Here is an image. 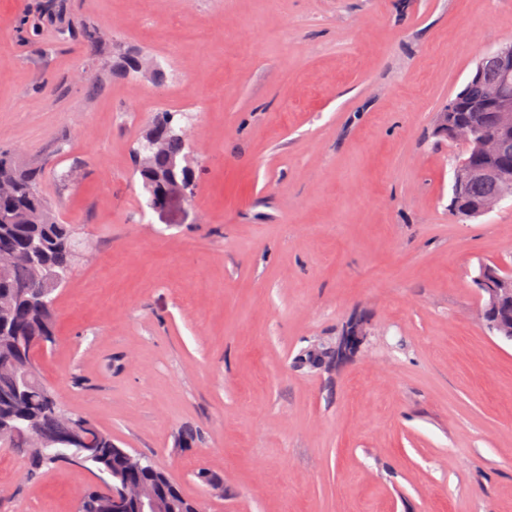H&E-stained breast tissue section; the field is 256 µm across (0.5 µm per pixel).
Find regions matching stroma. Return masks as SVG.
<instances>
[{"label":"stroma","instance_id":"obj_1","mask_svg":"<svg viewBox=\"0 0 512 512\" xmlns=\"http://www.w3.org/2000/svg\"><path fill=\"white\" fill-rule=\"evenodd\" d=\"M46 5L0 0V148L45 165L91 246L39 355L60 402L203 512H512V342L475 284L512 263V205L452 214L460 146L432 133L512 42V0H64L26 23ZM137 51L160 78L109 75ZM163 110L190 115L194 187L156 209L130 152ZM352 318L363 353L297 365ZM101 485L0 447V512Z\"/></svg>","mask_w":512,"mask_h":512}]
</instances>
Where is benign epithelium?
I'll use <instances>...</instances> for the list:
<instances>
[{
  "instance_id": "7a95c632",
  "label": "benign epithelium",
  "mask_w": 512,
  "mask_h": 512,
  "mask_svg": "<svg viewBox=\"0 0 512 512\" xmlns=\"http://www.w3.org/2000/svg\"><path fill=\"white\" fill-rule=\"evenodd\" d=\"M476 84L491 82L488 94L473 98L462 91L448 106L436 114L437 134L454 139L461 137L471 146V153L456 160L452 206L454 212L463 219L487 214L505 201H512V179L501 181L499 170L491 165L480 166L474 163V156L487 159L507 160L512 158V43L484 54L470 75ZM454 112H495L498 125L493 133H487L474 124L463 130L452 122ZM480 183H492L496 190L489 198L475 204L469 201L473 187ZM191 190V181L169 180L163 187L162 201L185 197ZM481 281L484 285L483 297L492 310L512 307V271L499 265L484 270ZM366 341V331L362 324L353 322L336 338V345L329 357H322L316 366L323 368L333 362L357 353ZM100 495L112 501V512H126L133 505L136 512H172L173 505L166 499L143 487L126 482L121 487L104 486Z\"/></svg>"
}]
</instances>
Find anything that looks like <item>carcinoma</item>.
I'll use <instances>...</instances> for the list:
<instances>
[{
    "label": "carcinoma",
    "instance_id": "cac0c4a2",
    "mask_svg": "<svg viewBox=\"0 0 512 512\" xmlns=\"http://www.w3.org/2000/svg\"><path fill=\"white\" fill-rule=\"evenodd\" d=\"M184 112L162 111L136 139L131 154L135 173L143 188L156 198L159 184L167 179L185 178L192 173L190 150L181 138ZM42 169L14 159L0 149V344L13 336L27 342L32 354L55 341L57 294L46 296L41 277L51 273L56 289L63 288L79 259L73 246L80 240L77 225L62 221L43 191ZM23 360L6 363L0 359V393L14 398L7 412L17 431L0 433V447L29 454L33 471L52 468L62 461L91 465L105 475L106 484L126 481L127 450L114 443L112 435L91 419L67 410L42 379L24 385ZM78 429L93 437L105 453L93 457L68 439ZM135 479L175 501L178 512H200L199 503L185 496L170 477L156 466ZM76 512H112V504L89 489L78 500Z\"/></svg>",
    "mask_w": 512,
    "mask_h": 512
}]
</instances>
